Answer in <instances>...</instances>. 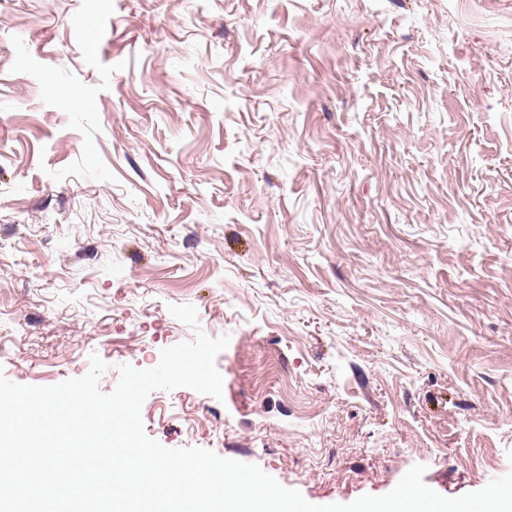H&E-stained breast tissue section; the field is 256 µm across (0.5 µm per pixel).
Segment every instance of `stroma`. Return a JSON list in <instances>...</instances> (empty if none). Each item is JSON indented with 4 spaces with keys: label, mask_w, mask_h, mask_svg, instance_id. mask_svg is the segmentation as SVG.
<instances>
[{
    "label": "stroma",
    "mask_w": 512,
    "mask_h": 512,
    "mask_svg": "<svg viewBox=\"0 0 512 512\" xmlns=\"http://www.w3.org/2000/svg\"><path fill=\"white\" fill-rule=\"evenodd\" d=\"M199 329L166 448L316 505L512 472V0H0V374Z\"/></svg>",
    "instance_id": "obj_1"
}]
</instances>
